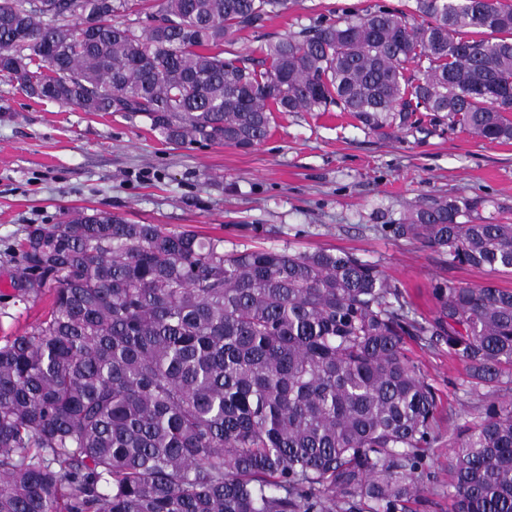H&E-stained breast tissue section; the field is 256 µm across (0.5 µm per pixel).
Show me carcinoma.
Here are the masks:
<instances>
[{"instance_id":"1","label":"carcinoma","mask_w":512,"mask_h":512,"mask_svg":"<svg viewBox=\"0 0 512 512\" xmlns=\"http://www.w3.org/2000/svg\"><path fill=\"white\" fill-rule=\"evenodd\" d=\"M479 2L370 4L256 60L224 45L288 0H0V75L175 145L251 148L331 105L508 142L512 3ZM486 204L429 198L386 230L511 272ZM19 262L18 296L52 302L0 344V512H413L441 401L410 341L447 346L478 396L448 436L451 512H512L511 290L439 283L428 319L350 252L226 253L106 211L32 229Z\"/></svg>"}]
</instances>
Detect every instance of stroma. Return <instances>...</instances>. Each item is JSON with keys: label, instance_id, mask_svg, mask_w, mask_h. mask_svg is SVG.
Wrapping results in <instances>:
<instances>
[{"label": "stroma", "instance_id": "obj_1", "mask_svg": "<svg viewBox=\"0 0 512 512\" xmlns=\"http://www.w3.org/2000/svg\"><path fill=\"white\" fill-rule=\"evenodd\" d=\"M372 0H290L262 28L240 32L233 49L259 57L267 41L361 9ZM481 196L512 219V141L489 143L423 120L388 135L345 112L278 115L258 146L173 145L141 115L90 113L30 98L0 77V338L22 334L48 297L20 300L17 246L28 230L67 214L106 211L220 239L225 251H347L378 264L418 313L434 317L435 283L512 289V273L452 266L447 256L386 233L416 201ZM412 353L442 405L441 430L465 420L466 371L447 349ZM435 477L415 512H448V445L430 451Z\"/></svg>", "mask_w": 512, "mask_h": 512}]
</instances>
